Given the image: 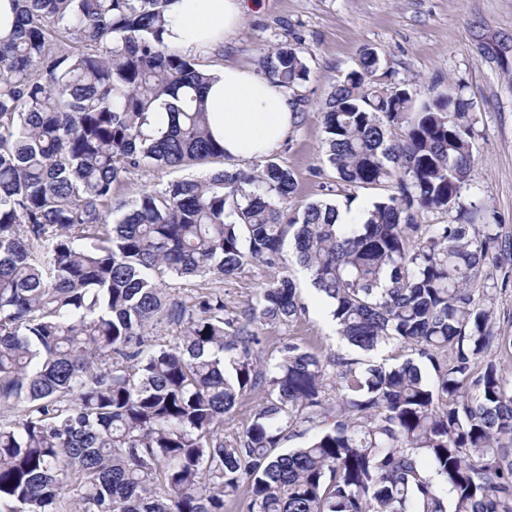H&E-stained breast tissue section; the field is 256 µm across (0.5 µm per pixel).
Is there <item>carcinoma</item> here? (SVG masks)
<instances>
[{
  "instance_id": "cac0c4a2",
  "label": "carcinoma",
  "mask_w": 512,
  "mask_h": 512,
  "mask_svg": "<svg viewBox=\"0 0 512 512\" xmlns=\"http://www.w3.org/2000/svg\"><path fill=\"white\" fill-rule=\"evenodd\" d=\"M171 0H11L0 36V512H512V349L494 329L512 247L475 224L461 190L473 167V102L453 88L413 108L377 78L369 48L323 108L331 191L395 183L359 224L332 200L288 212L293 173L266 156L115 193L146 168L224 157L195 58L163 37ZM287 89L308 79L300 48L258 61ZM167 128H149L160 99ZM458 209L457 224H423ZM323 296L337 333L398 364L327 359L288 341L264 359L260 325L297 319L287 275L235 315L219 284L284 263ZM217 286L173 297L169 285ZM176 325L174 342L151 331ZM333 377L336 400L326 399ZM262 402L241 435L224 418ZM302 446L284 449L293 439Z\"/></svg>"
}]
</instances>
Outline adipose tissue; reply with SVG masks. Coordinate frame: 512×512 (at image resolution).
I'll list each match as a JSON object with an SVG mask.
<instances>
[{
	"instance_id": "1",
	"label": "adipose tissue",
	"mask_w": 512,
	"mask_h": 512,
	"mask_svg": "<svg viewBox=\"0 0 512 512\" xmlns=\"http://www.w3.org/2000/svg\"><path fill=\"white\" fill-rule=\"evenodd\" d=\"M251 6V0H170L164 39L187 50L216 49ZM212 77L206 108L225 157L253 161L276 150L297 120L287 89L237 66Z\"/></svg>"
}]
</instances>
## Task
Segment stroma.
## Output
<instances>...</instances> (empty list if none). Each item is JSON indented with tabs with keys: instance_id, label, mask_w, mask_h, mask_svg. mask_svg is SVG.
<instances>
[{
	"instance_id": "1",
	"label": "stroma",
	"mask_w": 512,
	"mask_h": 512,
	"mask_svg": "<svg viewBox=\"0 0 512 512\" xmlns=\"http://www.w3.org/2000/svg\"><path fill=\"white\" fill-rule=\"evenodd\" d=\"M288 43L302 49L310 69L308 80L289 92L298 120L275 152L297 182L289 210L325 198L334 181L323 146V104L367 47L415 102L452 84L474 102L476 161L462 199L477 205L481 223L499 225L512 239V0H259L220 48L194 56L210 71L253 69L268 49ZM286 272L297 280L305 310L293 322L260 328L264 355L289 340L326 357L343 352L325 302L294 263L248 267L226 278L225 304L235 309Z\"/></svg>"
}]
</instances>
